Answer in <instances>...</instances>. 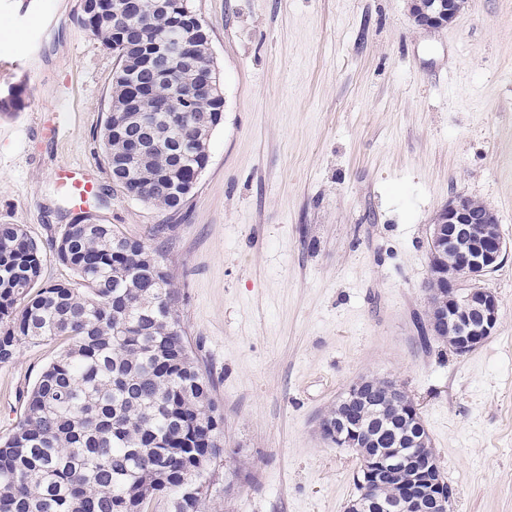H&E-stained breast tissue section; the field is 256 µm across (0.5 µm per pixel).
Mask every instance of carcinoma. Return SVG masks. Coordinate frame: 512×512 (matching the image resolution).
I'll use <instances>...</instances> for the list:
<instances>
[{
    "instance_id": "1",
    "label": "carcinoma",
    "mask_w": 512,
    "mask_h": 512,
    "mask_svg": "<svg viewBox=\"0 0 512 512\" xmlns=\"http://www.w3.org/2000/svg\"><path fill=\"white\" fill-rule=\"evenodd\" d=\"M79 23L118 51L114 79L142 82L127 48L112 47V24L94 16ZM122 24L152 37L168 18L135 15ZM194 80L186 74L170 89L176 102L190 98ZM194 116L173 131L157 115L158 146L120 177L112 158L125 141L113 135L118 120L109 112L100 141L113 184L159 210H179L176 196L156 191L155 178L167 174L178 185L205 169L210 135L199 133ZM168 138L198 142L179 170H170ZM53 250L74 279L43 286L38 244L23 225L0 224V364L27 345L68 341L27 392L14 431L0 437V512H144L156 498L167 512H202L211 465L224 457V417L186 340L167 267L113 224H67ZM382 400L379 378L364 398L349 393L339 430L360 442L342 447L360 455L409 448L425 431L418 408L385 411ZM398 493L378 484L360 495L357 512H374V501Z\"/></svg>"
}]
</instances>
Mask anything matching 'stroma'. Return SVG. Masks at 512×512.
<instances>
[{"label":"stroma","mask_w":512,"mask_h":512,"mask_svg":"<svg viewBox=\"0 0 512 512\" xmlns=\"http://www.w3.org/2000/svg\"><path fill=\"white\" fill-rule=\"evenodd\" d=\"M82 4L0 0V98L22 93L0 113V224L39 245L44 285L71 278L51 243L73 222L158 250L224 415L206 512H347L359 460L319 424L363 376L418 404L450 512H512V255L480 282L500 304L483 345L418 339L429 226L449 198L493 207L512 240V0H469L435 32L408 0H191L224 118L176 212L112 183L99 133L116 62ZM63 165L98 183L82 209ZM65 345L0 365V437Z\"/></svg>","instance_id":"obj_1"}]
</instances>
